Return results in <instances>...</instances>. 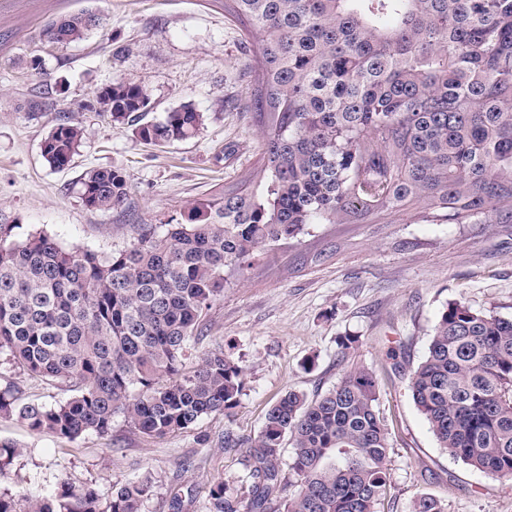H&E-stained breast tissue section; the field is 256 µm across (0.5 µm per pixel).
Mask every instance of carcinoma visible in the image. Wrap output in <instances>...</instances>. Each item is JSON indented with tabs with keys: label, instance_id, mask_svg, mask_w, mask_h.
I'll return each mask as SVG.
<instances>
[{
	"label": "carcinoma",
	"instance_id": "carcinoma-1",
	"mask_svg": "<svg viewBox=\"0 0 512 512\" xmlns=\"http://www.w3.org/2000/svg\"><path fill=\"white\" fill-rule=\"evenodd\" d=\"M250 26L256 89L248 108L260 133L263 180L241 181L193 206L189 224L138 225L131 248L107 257L66 251L47 233L0 224V354L66 388L54 404L0 389V417L75 440L112 435L118 416L155 437L229 414L244 370L218 345L187 364L203 321L224 295V271L257 248L310 224H351L423 205L462 224L512 223V0H224ZM89 11L52 20L47 45L82 41L100 24ZM99 112L123 123L148 112L145 85L114 80ZM203 113L187 104L134 128L158 146L195 135ZM82 128L63 121L43 156L71 164ZM121 169L81 181L84 204L123 207ZM412 398L439 445L464 464L512 479V319L452 303ZM374 373L357 366L313 399L289 391L248 445L246 504L211 492L210 512H378L389 486L387 429ZM292 448L290 497L277 500L281 459ZM152 482L138 478L104 498L62 481L0 512H141ZM411 512H443L430 494Z\"/></svg>",
	"mask_w": 512,
	"mask_h": 512
}]
</instances>
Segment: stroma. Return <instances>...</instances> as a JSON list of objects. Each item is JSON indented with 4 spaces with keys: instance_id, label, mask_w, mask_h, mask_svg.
Here are the masks:
<instances>
[{
    "instance_id": "1",
    "label": "stroma",
    "mask_w": 512,
    "mask_h": 512,
    "mask_svg": "<svg viewBox=\"0 0 512 512\" xmlns=\"http://www.w3.org/2000/svg\"><path fill=\"white\" fill-rule=\"evenodd\" d=\"M93 10L103 25L82 41L48 46L39 32L52 19ZM43 60L42 73L28 67ZM251 38L224 0H0V224L18 236L46 231L66 250L107 256L133 241L139 224H184L193 204L239 180L262 178L259 130L246 105L255 88ZM145 84L162 120L193 105L204 123L193 138L157 147L130 124L97 110L95 94L112 80ZM83 128L72 165L49 166L42 144L63 116ZM122 168L125 209L96 211L81 199L91 168ZM512 317V224H452L419 209L354 224H312L297 237L257 249L248 266L225 275L224 296L206 317L197 352L223 346L245 372L230 415H212L162 438L116 418L112 435L69 441L0 419L14 443L0 493L19 502L60 482L94 487L149 478L142 512H206L210 491L247 501L252 465L247 440L287 391L332 389L354 366L372 369L377 408L389 432L390 485L379 512H410L430 494L444 512H512V480L475 470L440 448L409 390L444 308ZM356 342L348 350L338 343ZM46 404L66 391L8 363L0 386Z\"/></svg>"
}]
</instances>
